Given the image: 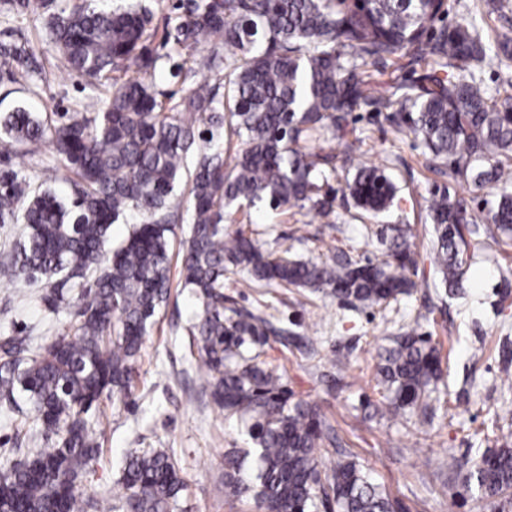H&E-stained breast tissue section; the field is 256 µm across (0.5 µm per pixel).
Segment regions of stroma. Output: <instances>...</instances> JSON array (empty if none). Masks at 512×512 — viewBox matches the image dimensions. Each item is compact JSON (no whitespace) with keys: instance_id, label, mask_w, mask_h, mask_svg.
<instances>
[{"instance_id":"1","label":"stroma","mask_w":512,"mask_h":512,"mask_svg":"<svg viewBox=\"0 0 512 512\" xmlns=\"http://www.w3.org/2000/svg\"><path fill=\"white\" fill-rule=\"evenodd\" d=\"M14 45L30 48L41 69L27 74L0 64V113L21 103L36 112H67L86 102L91 89L50 41L46 14L18 18L0 9V46ZM355 117L356 129L369 137L367 162L386 167L400 188L388 216L376 219L357 209L339 175L331 181L336 201L329 217L304 210L278 215L259 205L225 227L252 230L265 249L285 246L295 256L328 262L339 248L355 261L377 260L384 250L380 230L400 225L415 244L410 295L384 309L355 308L322 292L251 288L238 275L225 280L224 295L233 307L273 315L275 331L262 359L282 374L294 400L334 428L338 449L322 454L323 468L342 458L358 461L406 512H497L464 490L455 464L472 449L495 447L496 418L512 420V392L498 385L502 368H512V283L501 274L512 266V241L469 248L464 294L440 287L428 257L426 197L433 186L455 181L437 172L412 135L396 132L365 107ZM187 231L186 220L173 226L171 298L146 338L125 405L113 407L105 398L95 411L103 454L85 489L91 495L112 491L129 449L169 448L187 481L178 512H256L252 502L225 493L220 461L225 450L242 447L243 437L237 419L225 418L202 392V375L189 360L188 328L197 305L179 286ZM70 317V309L49 313L38 293L25 296L0 281V338L19 336L34 348L53 340ZM402 330L430 337L440 353L444 386L431 395L436 414L426 425L407 414L387 420L378 413L385 403L379 355Z\"/></svg>"}]
</instances>
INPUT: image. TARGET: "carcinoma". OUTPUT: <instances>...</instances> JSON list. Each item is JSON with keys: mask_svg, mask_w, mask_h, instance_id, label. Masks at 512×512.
I'll return each mask as SVG.
<instances>
[{"mask_svg": "<svg viewBox=\"0 0 512 512\" xmlns=\"http://www.w3.org/2000/svg\"><path fill=\"white\" fill-rule=\"evenodd\" d=\"M16 14H49L52 42L71 69L108 96L98 112L0 114V157L33 158L51 146L74 175L71 193L18 169L0 170V224L26 234L0 277L38 284L55 312L74 308L65 329L35 352L22 338L0 341V401L9 412L30 406L36 436L54 441L0 467V512H176L186 482L168 448H141L121 460V493L86 495L98 461L99 424L85 414L103 395L123 401L145 337L170 297L173 199L184 187L189 234L183 287L199 304L189 335L206 378L203 389L244 427L245 448L224 453V488L262 512H401L354 460L320 469L330 432L306 404L291 401L260 357L270 320L224 306V279L245 272L258 285L324 290L362 307L408 294L415 268L404 230L380 261L360 264L338 251L332 262L273 255L242 229L224 230V215L258 202L321 217L334 212L327 172L336 147L349 157L367 137L350 126L369 107L460 177L464 191L496 189L487 223L462 196L429 192L430 263L454 292L465 287L460 255L481 246L493 224L512 236V96H493L484 68L509 57L512 40H486L471 11L449 27L447 0H185L184 15L165 29L164 44L188 58L203 54L209 76L187 63L173 76L182 95L156 89L161 56L150 49L152 0H4ZM4 59L30 69L24 46ZM407 58L388 80L368 66ZM428 61L430 69L417 74ZM241 141L229 165L224 132ZM354 139H349V135ZM329 145L321 154L306 143ZM356 207L375 215L393 205L398 187L380 166L359 163L346 178ZM134 220L127 239L109 247L112 225ZM387 411L426 409L442 378L437 350L405 333L378 365ZM475 487L504 510L512 504V446L486 448L466 470Z\"/></svg>", "mask_w": 512, "mask_h": 512, "instance_id": "obj_1", "label": "carcinoma"}]
</instances>
